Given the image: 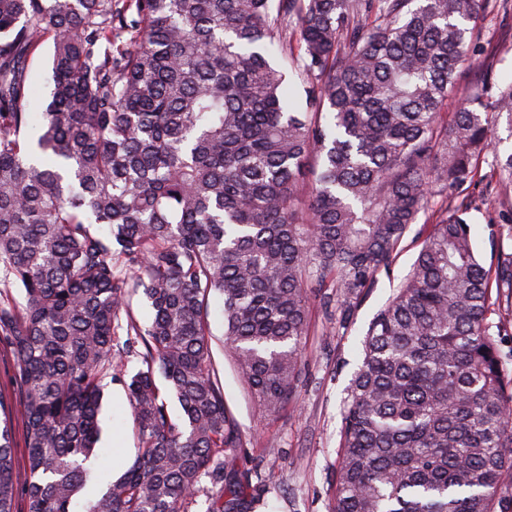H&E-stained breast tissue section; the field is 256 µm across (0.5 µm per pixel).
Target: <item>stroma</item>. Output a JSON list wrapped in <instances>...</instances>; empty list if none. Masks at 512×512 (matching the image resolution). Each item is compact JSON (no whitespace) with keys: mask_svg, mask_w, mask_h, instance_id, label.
<instances>
[{"mask_svg":"<svg viewBox=\"0 0 512 512\" xmlns=\"http://www.w3.org/2000/svg\"><path fill=\"white\" fill-rule=\"evenodd\" d=\"M472 39L492 65L495 80L512 81V10L488 9L472 25ZM474 208L468 215L472 240L484 260L512 255V192L488 193L470 187ZM428 231L420 214L408 229L389 271L378 274L369 295L357 304L348 322L336 317V302L317 291L308 304L303 338L304 370L295 398L279 412L262 413L224 343L219 296L209 300L211 347L224 385V398L241 431L242 446L225 468L257 472L266 487L261 512H331L336 496L340 407L361 363V340L377 311L390 300L414 263ZM100 453L90 460L102 482L112 479V463L131 464L140 437L126 389L104 381Z\"/></svg>","mask_w":512,"mask_h":512,"instance_id":"stroma-1","label":"stroma"}]
</instances>
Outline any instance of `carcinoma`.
Listing matches in <instances>:
<instances>
[{
  "mask_svg": "<svg viewBox=\"0 0 512 512\" xmlns=\"http://www.w3.org/2000/svg\"><path fill=\"white\" fill-rule=\"evenodd\" d=\"M488 0H0V338L28 468L0 400V512H74L97 456L102 379L141 447L84 512H253L212 364L209 297L263 412L302 380L313 290L343 313L390 268L434 188L512 189V82L467 50ZM49 44L51 90L30 111ZM278 52L304 86L298 109ZM480 74L451 120L458 71ZM462 197L429 225L371 320L341 408L333 512H512V258L474 249ZM24 291L25 304L10 294ZM153 311L140 326L129 293ZM126 336L119 341V336ZM176 397L174 422L156 384ZM50 48L43 45L33 57L30 63V80L38 89L43 100L48 97V83L50 78L49 66ZM13 455L17 470L22 474L26 469L27 453L25 448L24 426L20 419L13 416Z\"/></svg>",
  "mask_w": 512,
  "mask_h": 512,
  "instance_id": "obj_1",
  "label": "carcinoma"
}]
</instances>
